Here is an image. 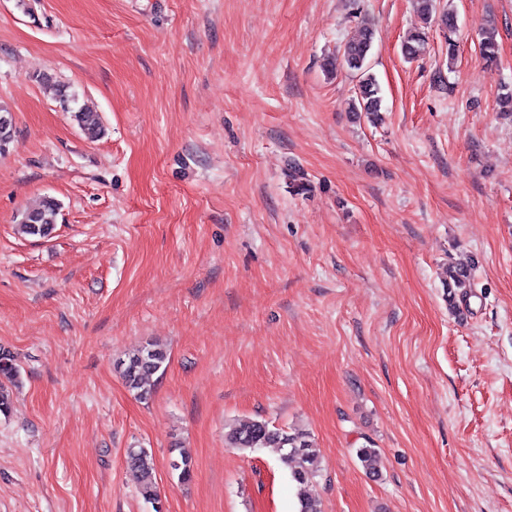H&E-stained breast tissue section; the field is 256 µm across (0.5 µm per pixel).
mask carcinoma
Masks as SVG:
<instances>
[{
    "label": "carcinoma",
    "mask_w": 512,
    "mask_h": 512,
    "mask_svg": "<svg viewBox=\"0 0 512 512\" xmlns=\"http://www.w3.org/2000/svg\"><path fill=\"white\" fill-rule=\"evenodd\" d=\"M421 15L425 21L433 16L440 17L448 34L456 31V16L440 7L439 0H418ZM374 33L365 27L349 39L342 47L341 58L347 68L358 77L352 111L365 117L373 125L380 120L381 98L378 83L370 73L367 63L372 49ZM425 44V33L411 35L402 47L403 55L408 60L417 57ZM498 44L495 34L485 31L481 39L482 57L488 66L497 60ZM72 119L78 127L92 138L104 134V127L99 115L81 107L72 112ZM59 204L52 198L43 200L38 206L28 209L22 216L20 228L28 236L46 238L50 236L57 224ZM472 273L469 265H451L446 270L445 284L448 288V306L459 317L464 310L457 304V299L468 295ZM167 353L156 344H149L127 357L120 363V376L128 388L139 400L147 401L151 397L149 381L158 372L166 369ZM20 370L13 355L0 349V414H8L11 409V389L19 383ZM225 441L233 448L254 451L258 448H277L281 450V460L289 468L291 478L301 486L316 483L321 471L319 449L311 437L303 431L290 433L281 428H271L264 421H243L225 433ZM357 459L363 470L374 475L377 472L378 451L371 447H362L356 451ZM127 468L135 472L140 482V494L145 502L152 505L153 512H161V501L155 481V465L152 454L145 448H129L126 451ZM178 466L179 478L188 483L194 473L191 455L183 448L178 449L174 457Z\"/></svg>",
    "instance_id": "obj_1"
}]
</instances>
